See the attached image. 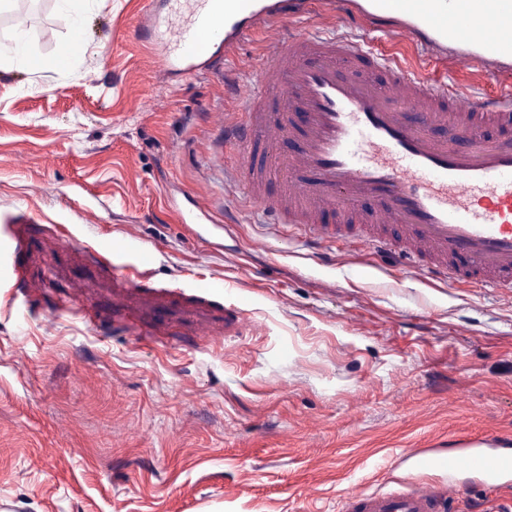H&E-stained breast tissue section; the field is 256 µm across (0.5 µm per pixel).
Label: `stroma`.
<instances>
[{"mask_svg":"<svg viewBox=\"0 0 512 512\" xmlns=\"http://www.w3.org/2000/svg\"><path fill=\"white\" fill-rule=\"evenodd\" d=\"M92 0L81 48L60 0L0 13L38 68H0V256L28 217L24 294L0 267V512H340L352 491L417 477L411 448L460 428L512 443V301L424 278L364 246L322 262L297 233L224 223L219 75L159 67L132 26L147 2ZM205 188L189 229L168 198ZM138 227L158 285L227 282L249 318L232 358L194 327L108 333L112 244ZM99 311H71L74 282ZM458 512H512V492L457 476Z\"/></svg>","mask_w":512,"mask_h":512,"instance_id":"stroma-1","label":"stroma"}]
</instances>
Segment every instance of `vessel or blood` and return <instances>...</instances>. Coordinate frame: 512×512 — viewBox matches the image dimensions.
I'll return each instance as SVG.
<instances>
[{
  "instance_id": "b4317fda",
  "label": "vessel or blood",
  "mask_w": 512,
  "mask_h": 512,
  "mask_svg": "<svg viewBox=\"0 0 512 512\" xmlns=\"http://www.w3.org/2000/svg\"><path fill=\"white\" fill-rule=\"evenodd\" d=\"M189 17L171 25L155 8L134 36L151 35L160 65L189 77L227 69V57L262 31V78L236 82L237 109L222 114L236 162L224 169L225 210L267 229L303 226L315 249L359 238L383 257L417 263L432 278L475 282L512 297V0H324L314 30L293 29L307 0H185ZM387 16L395 36L423 34L421 48L446 69L495 84L482 95L444 79L408 74L373 40L342 32L345 10ZM292 150H285V143ZM136 226L114 265L145 306L171 291L135 274L146 257ZM418 468L449 479L406 489L349 494L342 512H453L455 481L469 471L512 486V448L495 436H458L447 454L409 451Z\"/></svg>"
}]
</instances>
